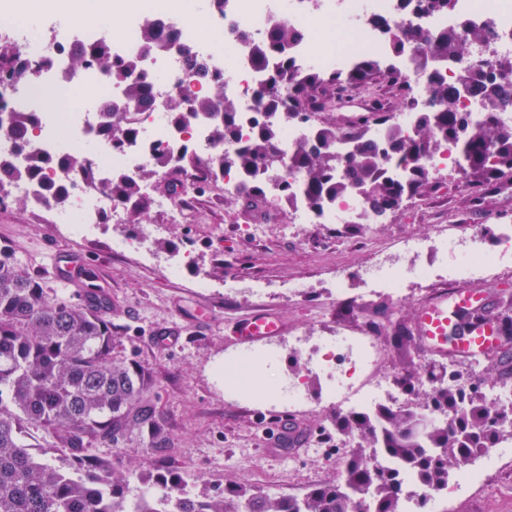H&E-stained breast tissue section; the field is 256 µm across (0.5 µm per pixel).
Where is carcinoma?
I'll return each mask as SVG.
<instances>
[{
	"mask_svg": "<svg viewBox=\"0 0 512 512\" xmlns=\"http://www.w3.org/2000/svg\"><path fill=\"white\" fill-rule=\"evenodd\" d=\"M400 2L424 14L456 8V0ZM371 23L392 53L412 49L416 72L426 81L424 99L437 106L435 111H419L421 101L411 96L407 80L392 67L381 68L373 58L346 71L301 68L293 49L305 32L281 21L265 37L249 41L251 60L265 72L266 81L253 92L257 118L248 131H241L236 101L224 94V74L210 73L209 94L171 95L164 108L169 121L181 128L195 117L209 118L215 150L201 156L186 144L176 154L160 149L136 177L104 182L112 202L126 212L128 223L137 224L151 207L144 187L157 182L160 174L180 172L206 185L233 169L243 175L236 200L259 212L268 203L270 189L286 203L293 202L295 190L288 180H270L273 171L286 165L304 173L301 196L310 209L319 211L355 191L368 211L386 215L404 198L420 196L428 188L431 173L419 165L421 160L456 146L465 157L471 203L480 206L489 186L512 177V124L501 120V113L512 110V55L497 56L489 66L468 65L450 85L421 49L427 47L449 63L468 60L476 47L494 40L491 26L465 25L456 33L435 34L425 27L401 32L377 17ZM180 37L176 26L147 17L137 57L113 53L104 40L72 49V72L95 68L123 85V98L106 107L98 125V133L111 140L112 150L121 152L139 139L135 111L155 101L153 84L140 73L142 61ZM36 64L46 70L51 60ZM36 64L19 57V51L0 46V83L27 84ZM374 73L397 88L406 107L416 111L414 137L392 128L381 142L365 138L361 124L382 120V113L374 112L358 117L356 125L342 134L336 124H324L314 138L298 142L283 157L279 125L303 123L329 110L336 86L351 89ZM461 85L483 105L476 122L456 101ZM38 128L36 114L12 113L8 133L18 151L27 149ZM340 138L353 143L342 164L333 150ZM229 142L237 147L226 153L224 144ZM53 167L76 173L87 187L100 182L92 160L75 152L58 159L32 154L23 170L0 158V184L22 177L41 179L54 203L62 205L67 186L46 180L47 169ZM463 317L493 322L512 334V316L506 309L483 308ZM117 339L102 308L57 296L45 274L30 272L14 251L0 248V512H400L401 472L413 473L426 485L445 487L450 474L466 467L479 450L495 443L505 425H512V406L488 404L479 388L464 387L462 375L453 373L452 380L426 396L429 405L446 417L439 425L425 424L411 409L335 413L330 423L350 445L342 476L301 497L272 496L227 483L196 493L187 480L168 474L152 483L154 498L131 499L126 475L91 450L122 448L135 437L151 454L172 447L173 437L158 408L151 371L135 359L114 355ZM503 362L501 355L475 360L482 365L484 385L494 386L502 379V372L492 378L488 369H498ZM29 430L41 433L58 460L51 462L30 451L25 442ZM370 448L396 460L399 469L374 465L367 455ZM362 492L370 495L366 507L357 500Z\"/></svg>",
	"mask_w": 512,
	"mask_h": 512,
	"instance_id": "obj_1",
	"label": "carcinoma"
}]
</instances>
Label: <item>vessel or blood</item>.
Here are the masks:
<instances>
[{
    "mask_svg": "<svg viewBox=\"0 0 512 512\" xmlns=\"http://www.w3.org/2000/svg\"><path fill=\"white\" fill-rule=\"evenodd\" d=\"M486 298L476 290L461 287L440 292L418 310L413 332L421 347L437 358L474 359L498 349L499 328L493 324L460 320L462 312L484 307ZM283 329L275 313L260 310L239 320L235 334L247 343H258L279 335ZM280 447L297 451L302 443V428L290 423L281 425L274 435Z\"/></svg>",
    "mask_w": 512,
    "mask_h": 512,
    "instance_id": "obj_1",
    "label": "vessel or blood"
}]
</instances>
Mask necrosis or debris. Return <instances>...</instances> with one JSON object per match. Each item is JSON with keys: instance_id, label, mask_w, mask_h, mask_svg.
Returning <instances> with one entry per match:
<instances>
[{"instance_id": "4bbe7bcc", "label": "necrosis or debris", "mask_w": 512, "mask_h": 512, "mask_svg": "<svg viewBox=\"0 0 512 512\" xmlns=\"http://www.w3.org/2000/svg\"><path fill=\"white\" fill-rule=\"evenodd\" d=\"M70 2L69 10L62 11L57 0H40L39 26L34 29L27 23L30 0H0V43L18 46L22 55L31 60L44 57L55 60L41 82L9 91L5 98L8 110L0 114V119L9 120L14 112H33L40 119L39 130L27 153L17 151L7 132L0 130V156L11 157L18 167L27 164L32 152L52 157L87 152L100 178L105 179L114 174L136 173L151 162L161 145L175 151L188 144L199 154L210 152L208 119H194L179 131L169 124L159 105L138 112L136 122L141 131L138 143L123 152L113 151L97 135L92 117L106 101L120 96L121 86L96 70H83L70 77L72 83L90 92L79 109L73 112L55 109L59 76L68 69V51L75 42L104 38L111 41L116 53L137 56L142 22L148 16L174 23L181 31L183 43L207 69L223 71L226 95L235 99L240 112L247 116L254 113L253 92L265 79L264 72L251 61L248 41L263 37L283 19L306 32L305 40L295 48L298 64L324 71L349 67L352 56L344 50L342 41L346 35L361 34L373 56L385 53V42L369 24L374 17L383 18L401 30L421 24L435 33L459 30L466 22L488 23L498 33L493 44L495 52L512 55V0H457L454 14L435 13L424 17L401 8L399 0H225L220 24L224 50L220 53L204 37L203 16L188 14L187 0H114L111 19L100 23L88 19L94 0ZM327 24L336 27L338 39L324 41L318 37V29ZM144 68L162 97L179 92L198 93L205 88L203 80L187 74L181 54L173 49L149 58ZM47 176L51 181L71 185L65 207L54 208L52 199L36 181L15 180L0 190L37 207H53L55 223L73 234L88 233L102 214L114 212L107 190L78 187L76 174L59 168L48 171ZM361 216L368 226L378 222L377 217L366 215L363 199L356 194L329 203L318 212L299 199L293 204L286 229L292 232L301 224H349ZM447 246L459 249L460 266L439 270L421 263L420 257L426 250ZM400 248L397 255L383 251L374 254L366 269V288L353 299L356 306H368L377 294L385 295L395 306L409 300L423 302L432 295L436 283L459 286L491 276L512 265V225L503 226L494 253L485 250L483 231L477 226L467 227L454 237L441 233L426 240L408 235L401 240ZM288 347L304 358L310 373L325 381L330 402L338 410L370 412L381 405L407 408V397L395 391L394 376L385 367L387 353L383 345L359 326L337 328L332 336H295L289 339ZM504 435L505 444L479 453L468 469L444 490L436 491L413 482L409 485L411 493L416 499L440 504L443 512H454L457 498L482 491L501 462L512 457V429L505 430Z\"/></svg>"}]
</instances>
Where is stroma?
Masks as SVG:
<instances>
[{"label":"stroma","mask_w":512,"mask_h":512,"mask_svg":"<svg viewBox=\"0 0 512 512\" xmlns=\"http://www.w3.org/2000/svg\"><path fill=\"white\" fill-rule=\"evenodd\" d=\"M373 102L388 114L403 109L397 89L376 79L369 90H352L342 112H330L327 118L355 115ZM165 192L172 213L153 209L143 223L119 227L108 218L87 236H60L48 222L49 211L9 201L0 204V246L11 247L33 269L68 257L88 263L92 283L112 302L106 316L119 334L117 354L136 358L155 372L158 406L174 437L173 448L156 458L165 469L194 481L200 491L232 481L264 492L281 485L287 494L299 496L331 481L346 454L344 443L336 439L319 448L312 444L336 411L326 398L324 382L315 379L309 381L307 393L319 418L307 427L302 449L280 452L258 440V421L274 426L289 413L264 405L250 411L245 401L225 398L224 378L217 369L225 356L243 349L232 333L238 318L268 308L285 323V334L276 338L283 350L271 364L256 368L260 379L302 372L303 360L286 348L289 336L335 334L341 304L336 282L344 280L348 295L359 293L372 252L397 250L406 234L432 238L439 226L456 223L482 225L484 246L492 250L499 225L512 224V180L489 188L483 204L475 207L470 189L447 170L432 175L415 210L397 209L387 223L372 230L363 224H304L286 236L279 229L288 216L285 209L273 204L261 216L243 211L225 194L222 182L201 187L181 175ZM256 223L266 225L263 237L252 235ZM158 224L164 231L151 238L149 256L113 250L115 231L139 236ZM186 255L191 261L179 278H168L166 266ZM292 279L303 284L295 295L288 292ZM201 280L208 282L207 291L198 290ZM388 308L381 298L368 309L379 336L391 348L387 367L397 382L415 380L429 363L416 342L399 343L398 330L410 327L418 305L402 303L393 315ZM166 326L178 328L179 334L174 342L157 345L151 336ZM97 454L123 470L132 491L146 488L148 455L138 442L101 448ZM460 509L512 512V462L504 465L492 487Z\"/></svg>","instance_id":"1"}]
</instances>
